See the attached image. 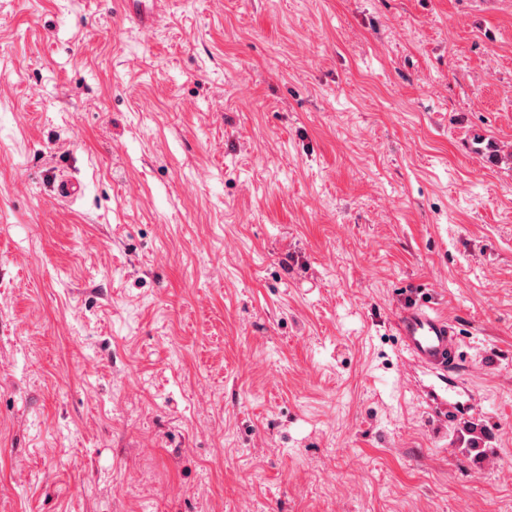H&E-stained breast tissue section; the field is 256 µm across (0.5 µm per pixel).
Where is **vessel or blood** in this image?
I'll list each match as a JSON object with an SVG mask.
<instances>
[{
    "mask_svg": "<svg viewBox=\"0 0 512 512\" xmlns=\"http://www.w3.org/2000/svg\"><path fill=\"white\" fill-rule=\"evenodd\" d=\"M166 0H113L121 18L135 22L142 41H151ZM56 199L72 202L84 191L83 184L70 176L58 175L51 182ZM395 330L405 351L420 366L431 369L437 380L433 399L441 412L452 419L478 416L479 408L463 405L448 395V385L461 372L460 338L447 317L427 304H411L400 309Z\"/></svg>",
    "mask_w": 512,
    "mask_h": 512,
    "instance_id": "vessel-or-blood-1",
    "label": "vessel or blood"
}]
</instances>
